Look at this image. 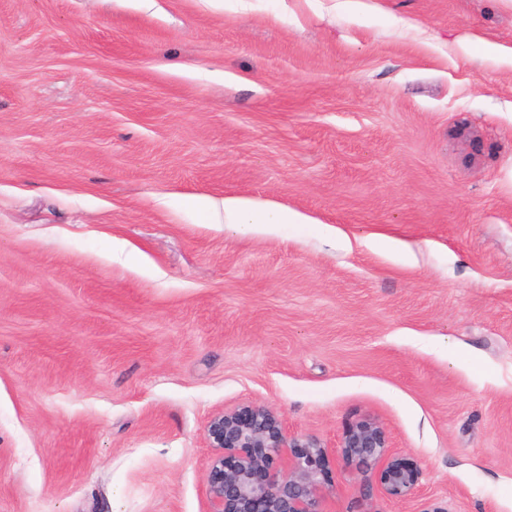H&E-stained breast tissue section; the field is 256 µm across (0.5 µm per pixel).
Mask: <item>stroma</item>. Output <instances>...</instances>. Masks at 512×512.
<instances>
[{"mask_svg":"<svg viewBox=\"0 0 512 512\" xmlns=\"http://www.w3.org/2000/svg\"><path fill=\"white\" fill-rule=\"evenodd\" d=\"M365 2L0 0V512H210L249 403L326 512H512V0ZM366 416L411 497H361ZM187 203L206 224H222L220 210L224 213V224H234L250 229L276 224H303L302 215L296 211L261 204L250 199L227 197L219 204L208 197L195 196Z\"/></svg>","mask_w":512,"mask_h":512,"instance_id":"stroma-1","label":"stroma"}]
</instances>
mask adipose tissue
Segmentation results:
<instances>
[{
	"mask_svg": "<svg viewBox=\"0 0 512 512\" xmlns=\"http://www.w3.org/2000/svg\"><path fill=\"white\" fill-rule=\"evenodd\" d=\"M188 205L208 224L225 222L257 229L276 224H299L303 221L302 215L296 211L237 197H227L217 202L204 196H195L189 199Z\"/></svg>",
	"mask_w": 512,
	"mask_h": 512,
	"instance_id": "1",
	"label": "adipose tissue"
}]
</instances>
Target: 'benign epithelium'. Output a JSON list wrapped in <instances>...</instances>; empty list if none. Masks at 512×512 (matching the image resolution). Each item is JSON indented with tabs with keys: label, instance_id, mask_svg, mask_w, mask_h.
Instances as JSON below:
<instances>
[{
	"label": "benign epithelium",
	"instance_id": "benign-epithelium-1",
	"mask_svg": "<svg viewBox=\"0 0 512 512\" xmlns=\"http://www.w3.org/2000/svg\"><path fill=\"white\" fill-rule=\"evenodd\" d=\"M215 451L208 478L210 512H324L326 447L291 435L273 409L248 404L214 415L206 426ZM340 455L355 465L364 496L374 488L396 499L414 493L421 470L394 457L374 419L352 423Z\"/></svg>",
	"mask_w": 512,
	"mask_h": 512
}]
</instances>
